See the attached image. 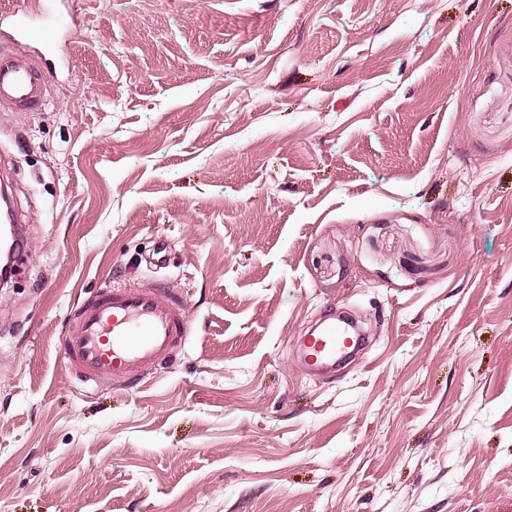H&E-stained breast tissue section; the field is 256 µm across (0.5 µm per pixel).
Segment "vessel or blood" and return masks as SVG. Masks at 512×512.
I'll return each mask as SVG.
<instances>
[{
  "mask_svg": "<svg viewBox=\"0 0 512 512\" xmlns=\"http://www.w3.org/2000/svg\"><path fill=\"white\" fill-rule=\"evenodd\" d=\"M77 22L58 0H35L31 9H0V112L40 111L69 63L66 36ZM54 56L56 68L39 60ZM185 307L170 289L118 286L80 304L71 319L63 355L76 377L94 386L109 381L123 388L170 361L187 336ZM358 340L349 326L331 322L301 342L305 364L314 370L335 367Z\"/></svg>",
  "mask_w": 512,
  "mask_h": 512,
  "instance_id": "obj_1",
  "label": "vessel or blood"
}]
</instances>
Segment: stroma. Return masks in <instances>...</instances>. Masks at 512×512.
<instances>
[{
  "label": "stroma",
  "mask_w": 512,
  "mask_h": 512,
  "mask_svg": "<svg viewBox=\"0 0 512 512\" xmlns=\"http://www.w3.org/2000/svg\"><path fill=\"white\" fill-rule=\"evenodd\" d=\"M72 6L0 112V512H512V0ZM157 283L167 367L82 386L75 309ZM334 311L370 343L316 374Z\"/></svg>",
  "instance_id": "stroma-1"
}]
</instances>
